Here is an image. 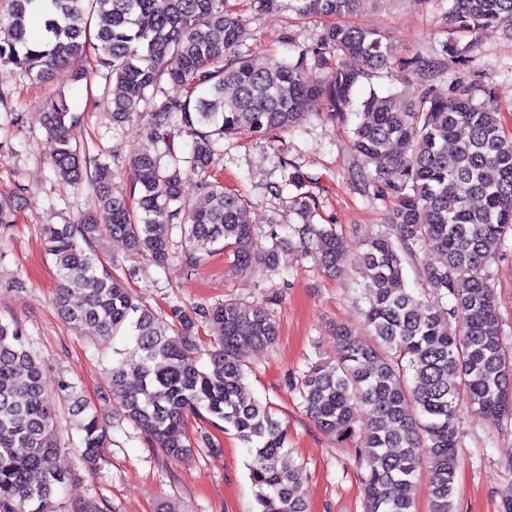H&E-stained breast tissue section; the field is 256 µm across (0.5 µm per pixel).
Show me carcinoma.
Listing matches in <instances>:
<instances>
[{
	"label": "carcinoma",
	"mask_w": 512,
	"mask_h": 512,
	"mask_svg": "<svg viewBox=\"0 0 512 512\" xmlns=\"http://www.w3.org/2000/svg\"><path fill=\"white\" fill-rule=\"evenodd\" d=\"M361 2L251 0L258 14L287 9L330 20L315 49L259 64L242 50L246 19L229 0H0L1 66L45 81L60 66L95 60L122 89L110 102L112 124L142 122L151 144L130 165V195H117L110 167L88 168L85 143L72 133L80 116L66 101L39 113L56 142L54 171L69 184H88L97 202L74 224L44 228V250L58 276L55 307L73 325H93L132 346L113 349L102 401L158 453L188 459L201 444L221 451L215 435L190 434L191 418L235 432L256 460L249 474L255 512H305L287 431L246 383L243 353L276 339L270 313L258 303L227 300L175 305L166 319L101 260L96 241L120 239L160 267L179 243L188 265L227 250L242 272L280 274L282 239L273 233L272 246L258 248L261 231L241 194L205 180V202L198 205L190 188L193 177L214 170L222 140L248 130L273 141L299 126L319 99L332 121L356 116L350 142L364 189L396 202L361 257L368 333L336 327L341 357L310 363L300 379L306 415L342 441L354 437L359 416L369 417L356 449L369 461L360 480L366 512H416L423 470L428 512H456L460 409L512 419V343L502 336L490 272L512 234V137L491 95L480 100L475 86L462 81L446 96L428 87L403 106L372 89L353 108L352 93L364 79L440 65L398 59L379 31L339 22ZM438 6L461 30L512 28V0H438ZM163 78L180 94L156 106L148 92ZM174 127L191 139L186 157L171 147ZM309 180L295 167L269 189L278 196L294 189L288 203L300 223L288 226L290 236L304 257L334 270L339 237L333 225L314 223L318 203L305 191ZM23 201L16 193L0 197V231L16 223ZM431 249L442 260L424 265L429 291L420 297L408 286L405 263ZM210 327L219 334L206 344L201 332ZM42 376L21 325L0 321V512H61L54 495L72 474L57 466L66 449L60 405L80 433L76 451L86 471L99 469L112 445L100 408L67 380L52 396ZM411 401L414 413L407 410Z\"/></svg>",
	"instance_id": "cac0c4a2"
}]
</instances>
